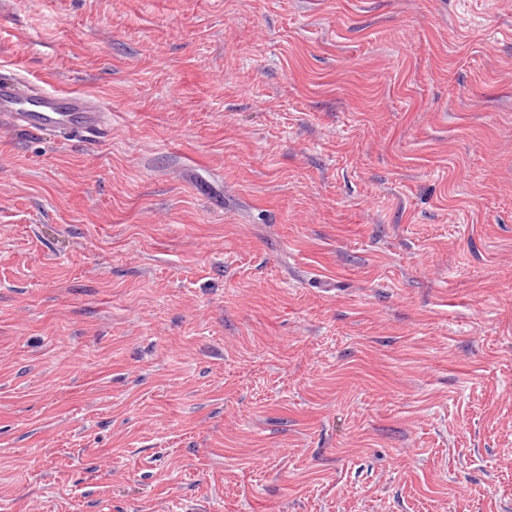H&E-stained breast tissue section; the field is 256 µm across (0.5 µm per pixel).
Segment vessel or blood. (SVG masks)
I'll return each instance as SVG.
<instances>
[{"label":"vessel or blood","instance_id":"vessel-or-blood-1","mask_svg":"<svg viewBox=\"0 0 512 512\" xmlns=\"http://www.w3.org/2000/svg\"><path fill=\"white\" fill-rule=\"evenodd\" d=\"M0 125L91 138L105 131L107 121L98 103L84 93L63 92L44 81L1 72Z\"/></svg>","mask_w":512,"mask_h":512}]
</instances>
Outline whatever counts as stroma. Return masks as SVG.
Wrapping results in <instances>:
<instances>
[{
	"label": "stroma",
	"instance_id": "35a3bbf8",
	"mask_svg": "<svg viewBox=\"0 0 512 512\" xmlns=\"http://www.w3.org/2000/svg\"><path fill=\"white\" fill-rule=\"evenodd\" d=\"M0 512H512V0H0ZM0 125L91 138L106 130L107 121L98 103L84 93L59 91L45 81L1 72Z\"/></svg>",
	"mask_w": 512,
	"mask_h": 512
}]
</instances>
